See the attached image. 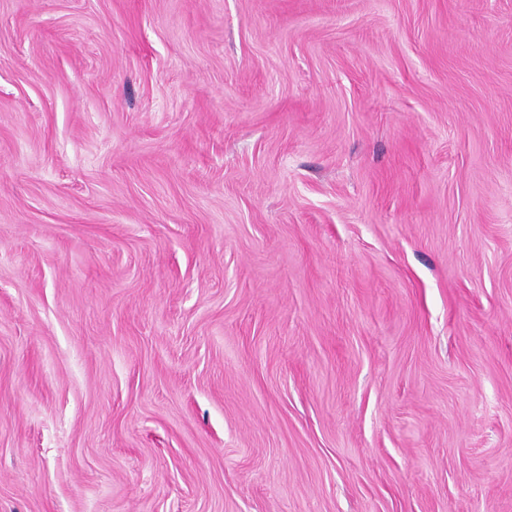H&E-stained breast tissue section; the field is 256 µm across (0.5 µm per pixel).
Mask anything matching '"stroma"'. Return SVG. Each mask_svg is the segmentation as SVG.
Segmentation results:
<instances>
[{
  "label": "stroma",
  "mask_w": 512,
  "mask_h": 512,
  "mask_svg": "<svg viewBox=\"0 0 512 512\" xmlns=\"http://www.w3.org/2000/svg\"><path fill=\"white\" fill-rule=\"evenodd\" d=\"M0 512H512V0H0Z\"/></svg>",
  "instance_id": "35a3bbf8"
}]
</instances>
